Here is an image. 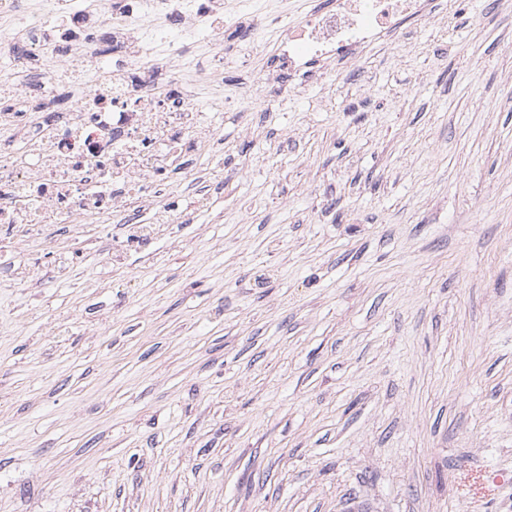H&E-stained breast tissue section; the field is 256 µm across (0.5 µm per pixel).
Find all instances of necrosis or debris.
I'll return each instance as SVG.
<instances>
[{
  "label": "necrosis or debris",
  "instance_id": "necrosis-or-debris-1",
  "mask_svg": "<svg viewBox=\"0 0 512 512\" xmlns=\"http://www.w3.org/2000/svg\"><path fill=\"white\" fill-rule=\"evenodd\" d=\"M267 0H0V224L38 232L42 226L116 224L122 239L138 240L151 224L173 223L156 208L161 182L174 180L205 196L191 156L222 143L224 104L191 91L189 76L224 78V26L259 30ZM436 0H331L314 5L302 23L282 25L284 70L297 76L311 62L336 79L382 40H396L408 20L432 14ZM112 34V67L97 66L101 29ZM41 61L42 97L16 73ZM167 73L158 83L138 71ZM70 102L67 112L56 111ZM43 119L23 124L19 113ZM153 208L151 224L141 219Z\"/></svg>",
  "mask_w": 512,
  "mask_h": 512
}]
</instances>
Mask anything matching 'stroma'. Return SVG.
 Here are the masks:
<instances>
[{
	"label": "stroma",
	"instance_id": "1",
	"mask_svg": "<svg viewBox=\"0 0 512 512\" xmlns=\"http://www.w3.org/2000/svg\"><path fill=\"white\" fill-rule=\"evenodd\" d=\"M252 50L203 93L243 103L206 206L165 183L184 220L134 247L6 229L0 512H512V0L309 100Z\"/></svg>",
	"mask_w": 512,
	"mask_h": 512
}]
</instances>
